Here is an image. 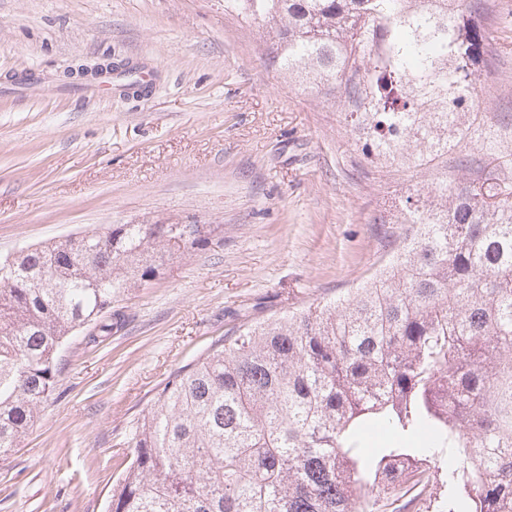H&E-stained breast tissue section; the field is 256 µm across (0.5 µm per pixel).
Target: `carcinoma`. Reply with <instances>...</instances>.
I'll return each mask as SVG.
<instances>
[{"mask_svg": "<svg viewBox=\"0 0 512 512\" xmlns=\"http://www.w3.org/2000/svg\"><path fill=\"white\" fill-rule=\"evenodd\" d=\"M224 8L269 25L288 80L344 95L368 163L418 169L412 234L342 298L172 373L130 427L107 512H512V168L448 180V149L476 136L452 119L478 104L489 34L461 0ZM207 239L109 224L0 261V455L33 426L75 330L112 335L119 296ZM376 427L396 440L370 455L361 436Z\"/></svg>", "mask_w": 512, "mask_h": 512, "instance_id": "1", "label": "carcinoma"}]
</instances>
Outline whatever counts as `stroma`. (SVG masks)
Wrapping results in <instances>:
<instances>
[{
  "instance_id": "35a3bbf8",
  "label": "stroma",
  "mask_w": 512,
  "mask_h": 512,
  "mask_svg": "<svg viewBox=\"0 0 512 512\" xmlns=\"http://www.w3.org/2000/svg\"><path fill=\"white\" fill-rule=\"evenodd\" d=\"M478 97L512 150V0ZM112 61L110 98L81 64ZM148 71L125 92L126 68ZM415 168L362 157L341 107L285 82L262 22L224 0H0V258L110 224H207L205 245L121 295L124 325L63 347L56 386L0 457V512H104L131 424L224 335L337 298L405 239Z\"/></svg>"
}]
</instances>
